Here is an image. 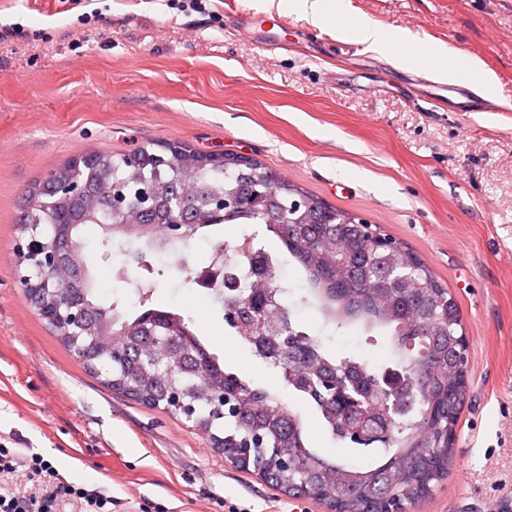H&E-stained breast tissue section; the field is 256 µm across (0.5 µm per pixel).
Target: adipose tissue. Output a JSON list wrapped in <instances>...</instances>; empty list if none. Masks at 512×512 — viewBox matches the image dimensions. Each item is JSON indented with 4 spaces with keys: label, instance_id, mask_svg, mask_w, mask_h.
Returning a JSON list of instances; mask_svg holds the SVG:
<instances>
[{
    "label": "adipose tissue",
    "instance_id": "adipose-tissue-1",
    "mask_svg": "<svg viewBox=\"0 0 512 512\" xmlns=\"http://www.w3.org/2000/svg\"><path fill=\"white\" fill-rule=\"evenodd\" d=\"M265 7H290L317 27L339 24L343 37L355 40L373 52L403 59L404 51L414 41L406 30L391 32L363 15L347 14L342 0H262Z\"/></svg>",
    "mask_w": 512,
    "mask_h": 512
}]
</instances>
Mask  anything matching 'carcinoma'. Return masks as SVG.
I'll return each mask as SVG.
<instances>
[{"label":"carcinoma","instance_id":"carcinoma-1","mask_svg":"<svg viewBox=\"0 0 512 512\" xmlns=\"http://www.w3.org/2000/svg\"><path fill=\"white\" fill-rule=\"evenodd\" d=\"M276 174L260 161H225L180 143H149L129 154L100 152L89 163L71 160L30 185L20 220V233L46 225L37 237L47 244L60 237L70 243L65 258L71 275L69 299L88 316L87 328L76 331L51 326L60 341L90 371L110 361L92 338L108 331L122 339V358L108 371L104 384L135 401L178 412L176 394L194 411L186 418L211 438L214 449L235 467L273 479L285 493L325 500L336 512H387L410 509L430 497L453 463L458 415L465 400L467 336L458 306L448 288L435 278L409 247L381 235L366 242L368 223L330 206L302 188L277 180L270 190L256 180ZM77 182L82 194L62 191ZM196 196L186 200L182 187ZM147 191L143 229L126 230L124 211L142 202ZM176 222L171 234L187 241L203 229L221 224H267L284 252L303 269L310 292L337 328L361 325L376 344L391 348L398 370L413 392L412 409L392 417L391 438L380 448H361L366 462L356 465L323 455L304 437L301 415L276 392L246 387L224 371V363L202 342L190 321L171 309L150 306L152 285L137 286L141 310L126 312L114 301L101 302L89 268L83 229L94 224L101 245L117 236L143 240L152 247L167 244L163 225ZM27 278L24 295L35 305L53 309L62 304L54 288H39L43 274L34 255L23 256ZM313 360L307 370L276 361L288 391L312 403L324 429L343 441L342 419L325 403L324 386L343 376L359 382L375 412L383 404L375 395L378 372L355 355L335 356L316 336L288 324ZM170 338L180 348L177 360H158L145 344ZM208 386L230 398L244 399L239 413L218 414L195 394Z\"/></svg>","mask_w":512,"mask_h":512}]
</instances>
